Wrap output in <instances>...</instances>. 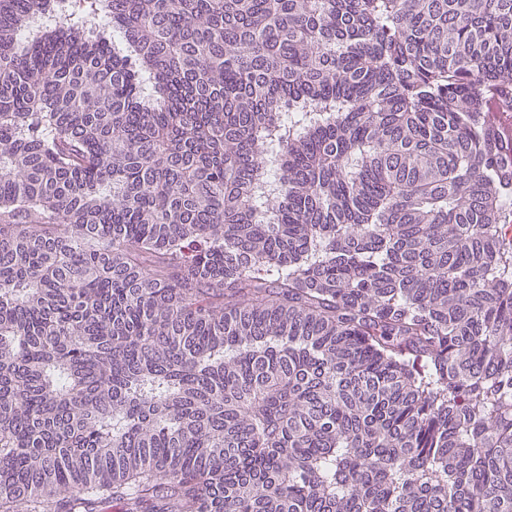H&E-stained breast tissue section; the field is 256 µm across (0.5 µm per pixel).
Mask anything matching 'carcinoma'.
Returning <instances> with one entry per match:
<instances>
[{"label": "carcinoma", "mask_w": 512, "mask_h": 512, "mask_svg": "<svg viewBox=\"0 0 512 512\" xmlns=\"http://www.w3.org/2000/svg\"><path fill=\"white\" fill-rule=\"evenodd\" d=\"M512 0H0V512H512Z\"/></svg>", "instance_id": "obj_1"}]
</instances>
